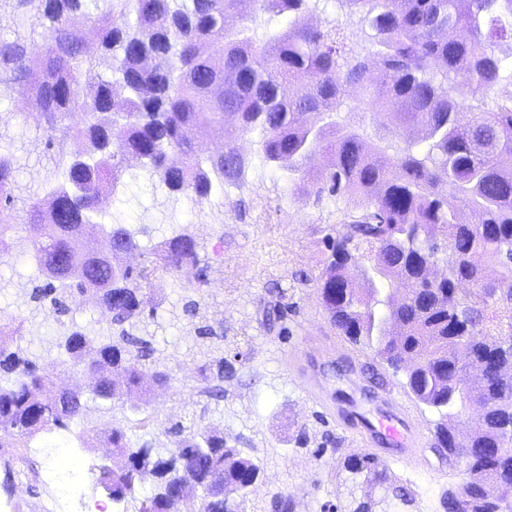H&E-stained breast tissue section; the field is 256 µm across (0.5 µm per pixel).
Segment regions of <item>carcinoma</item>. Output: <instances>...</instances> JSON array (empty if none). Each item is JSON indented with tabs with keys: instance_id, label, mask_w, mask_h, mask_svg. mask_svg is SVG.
<instances>
[{
	"instance_id": "1",
	"label": "carcinoma",
	"mask_w": 512,
	"mask_h": 512,
	"mask_svg": "<svg viewBox=\"0 0 512 512\" xmlns=\"http://www.w3.org/2000/svg\"><path fill=\"white\" fill-rule=\"evenodd\" d=\"M43 19L41 44L22 35L0 38V85L34 92L41 110L25 122L43 131L45 148L76 107L88 115L76 136L84 164L70 156L47 212L29 204L36 255L62 263L84 246L92 213L132 157L177 197L201 206L224 185H242L247 170L281 173L287 190L320 202L343 197L360 210L325 236L317 284L336 334L370 351L432 413L435 440L452 464L466 461L459 481L441 495L445 512H512L496 488L512 487V65L497 48L512 41V0H338L359 18L370 46L349 56L354 33L337 21L310 27L304 19L319 0H256L260 10L288 19L277 34L247 24L227 29L225 18L244 0H0ZM85 21V40L112 59L111 76L95 94L82 76L96 58L73 39L71 23ZM357 94L368 112L391 129L376 140L337 121L344 99ZM473 100L477 112L465 108ZM233 116L260 137L257 158L229 146L200 158L193 144L216 135ZM327 172L308 173L311 157ZM14 143L0 134V235L21 220L11 183ZM112 251L136 247L122 225L110 232ZM440 250L443 279L432 281L429 249ZM499 268L490 281L476 256ZM112 255L93 259L69 291L88 295L112 314L110 337L86 326L44 341L35 359L12 350L18 330L0 327V448H25L26 438L86 415L75 395L46 396L50 374L70 360L98 375L94 392L120 400L142 387L153 369V347L138 335L140 287L166 272L184 288L205 282L198 241L178 234L138 267L112 273ZM36 296L57 309L53 282ZM199 395L224 397V357L204 367ZM483 410L459 437L448 419L465 404ZM180 437L166 457L153 444L128 443L114 428L109 440L121 465L102 466L98 483L120 504L148 473L155 492L138 512H243L248 491L263 476L256 457L243 454L212 426L164 429ZM348 480L364 475L375 486L392 482L388 466L368 454L343 461ZM236 486L226 499L216 484Z\"/></svg>"
}]
</instances>
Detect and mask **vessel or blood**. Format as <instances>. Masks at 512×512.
<instances>
[{
	"mask_svg": "<svg viewBox=\"0 0 512 512\" xmlns=\"http://www.w3.org/2000/svg\"><path fill=\"white\" fill-rule=\"evenodd\" d=\"M378 399L383 416L376 421L366 420L362 438L375 453L390 451L400 461L420 458L425 444L423 429L395 402L390 390H381Z\"/></svg>",
	"mask_w": 512,
	"mask_h": 512,
	"instance_id": "b4317fda",
	"label": "vessel or blood"
}]
</instances>
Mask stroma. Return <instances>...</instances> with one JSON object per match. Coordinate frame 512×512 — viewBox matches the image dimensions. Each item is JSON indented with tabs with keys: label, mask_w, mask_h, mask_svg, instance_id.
<instances>
[{
	"label": "stroma",
	"mask_w": 512,
	"mask_h": 512,
	"mask_svg": "<svg viewBox=\"0 0 512 512\" xmlns=\"http://www.w3.org/2000/svg\"><path fill=\"white\" fill-rule=\"evenodd\" d=\"M30 96L21 88L0 93V134L24 141L28 152L15 162L12 179L21 202L43 198L55 185L52 170L61 168L79 150L75 140L47 154L43 132L22 118ZM167 189L160 178L126 171L95 219L98 249L108 247L113 222L132 225L136 247L122 261L136 265L149 252L179 233L193 235L208 265L200 289H189L162 275L144 289V312L155 329L153 360L168 381L137 409L95 398L83 367L66 363L51 379L82 394L100 426L124 429L130 442L155 443L163 455L178 451V439L160 434L156 421L191 425L203 422L223 431L229 445L257 456L263 478L252 489L245 512H270L272 496L283 493L296 501V512H344L350 500L342 463L347 454L364 452L359 436L337 421L336 408L357 402L367 418L380 408L375 396L390 386L399 404L407 406L426 435H433V416L407 393L403 378L381 367L372 354L351 345L332 329L316 292L325 258L323 238L355 214L346 200L323 205L288 192L279 173L254 168L247 182L229 195H215L201 207L182 208L176 224H160L156 213ZM14 247L0 255V322L15 326L32 304L19 281L39 279L33 237L24 226L9 231ZM223 325L224 396L206 401L198 394L202 355L210 344L197 335L199 326ZM79 419L66 427L40 431L29 439L38 454L16 457L0 450V512L21 485L46 505H53V448L80 449L95 465L112 462L107 445L86 440ZM396 484L415 493L408 508L392 501L390 512H443L442 492L458 479L459 468L424 449L420 460L390 463Z\"/></svg>",
	"instance_id": "1"
}]
</instances>
